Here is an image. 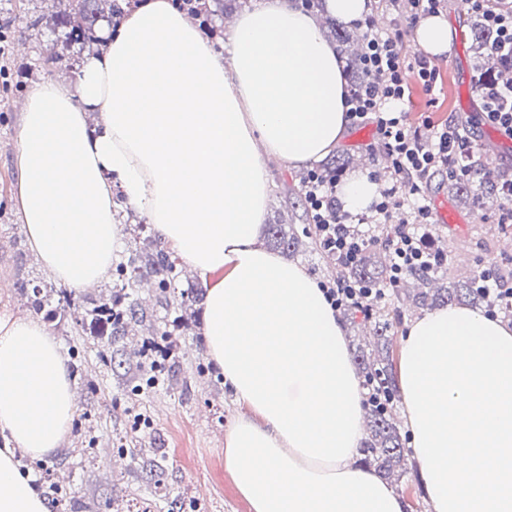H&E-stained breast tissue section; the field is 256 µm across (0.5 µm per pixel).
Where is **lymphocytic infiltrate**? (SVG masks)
<instances>
[{
	"label": "lymphocytic infiltrate",
	"mask_w": 512,
	"mask_h": 512,
	"mask_svg": "<svg viewBox=\"0 0 512 512\" xmlns=\"http://www.w3.org/2000/svg\"><path fill=\"white\" fill-rule=\"evenodd\" d=\"M467 4L494 35L491 62L511 67L512 0H467ZM360 63L366 80L350 94L349 119L355 126L373 125L385 149L383 175L392 184L372 201L369 211L374 223L400 225L388 243L389 279L395 284L409 270L429 266L435 256L429 207L416 206L405 219H398L405 197L420 194L423 183L438 172L452 180L469 176L474 155L469 137L461 135L456 122L429 123L422 129L410 124L404 104L412 84L434 93L439 72L427 58L409 56L403 34L368 36ZM481 97L482 119L512 139V83L486 80ZM341 177L338 171L310 170L304 178V203L320 246L348 264L358 260L373 237L342 211L336 197Z\"/></svg>",
	"instance_id": "1"
}]
</instances>
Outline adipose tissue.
Masks as SVG:
<instances>
[{"instance_id": "1", "label": "adipose tissue", "mask_w": 512, "mask_h": 512, "mask_svg": "<svg viewBox=\"0 0 512 512\" xmlns=\"http://www.w3.org/2000/svg\"><path fill=\"white\" fill-rule=\"evenodd\" d=\"M443 15L414 43L447 52ZM336 48L296 0H253L215 47L171 0H142L76 82L23 100L12 198L41 264L69 290L106 278L119 213L146 217L208 278L206 353L240 408L224 464L252 512H403L356 463L360 382L345 328L304 268L262 248L267 167H303L348 125ZM379 192L356 173L336 196L366 211ZM398 382L433 512H512V324L466 306L410 320ZM78 413L67 360L45 322L0 316V512H51L22 456L61 448Z\"/></svg>"}]
</instances>
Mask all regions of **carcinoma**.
Listing matches in <instances>:
<instances>
[{"mask_svg": "<svg viewBox=\"0 0 512 512\" xmlns=\"http://www.w3.org/2000/svg\"><path fill=\"white\" fill-rule=\"evenodd\" d=\"M55 24L53 31L60 36L62 49L73 52L75 47H83L96 41L95 33L101 20L120 21L124 7L118 0H51ZM179 8L194 19L212 17L224 13V0H176ZM473 47L480 54L492 42V35L480 19L472 25ZM460 190L477 203L485 199L501 197L497 186V176L490 168L474 166L470 176L457 182ZM393 234V229L382 228L378 231L380 242L367 246L358 261L351 266L334 262L336 277L348 279L368 287L385 289V296L399 301L412 300L416 307L424 309L436 304L468 303L493 308L505 318L512 319V267L493 263L491 273L499 281L500 287L509 289V293L499 296H486L478 291L481 283L477 280L480 270L469 273L462 280L456 278L455 261L435 264L429 269H417L407 274L402 283L387 287L388 264L382 259L384 244ZM268 239L273 246L291 250L298 247L300 239L293 229L282 224L268 225ZM180 275L177 263L170 258V252L158 249L155 253L139 260L133 256L117 264L114 276L117 290L109 295H100L95 299L59 290L52 284L36 285L29 297L30 307L48 322L59 324L71 322L78 335L97 337L101 343L100 357L116 343L130 334L134 327L147 320L145 310L139 300L134 298V288L143 280L154 283L158 306L165 312H177L188 301L197 302L203 296L202 288L193 284L186 289H178L176 282ZM448 281V287L441 288L439 283ZM344 317L352 323L373 326L377 337L375 348L365 349L357 346L355 361L358 365L362 386L365 390L364 410L367 418L366 436L360 448V463L374 466L387 479L399 482L408 468L406 438L394 422L398 398V387L393 359L390 354V336L392 323L383 318L381 308H349L343 311ZM177 362L165 361L161 366L150 362H140L141 384L136 392L150 393L159 387H171V381L177 371Z\"/></svg>", "mask_w": 512, "mask_h": 512, "instance_id": "obj_1", "label": "carcinoma"}]
</instances>
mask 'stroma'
<instances>
[{"label": "stroma", "mask_w": 512, "mask_h": 512, "mask_svg": "<svg viewBox=\"0 0 512 512\" xmlns=\"http://www.w3.org/2000/svg\"><path fill=\"white\" fill-rule=\"evenodd\" d=\"M30 13L47 11L46 0H0V26L9 25L8 54H0V287L6 295L1 308L27 312L28 298L19 290L21 278L37 273L41 281L49 274L39 269L26 240L15 209L5 201L15 191L14 155L16 129L20 123V96L7 93V85L33 86L46 79L70 78L69 60L54 61L57 51L51 27H27L25 22H9L15 6ZM450 26L461 33V43L451 44L448 52L436 58L441 82L433 95L421 90L413 92L410 118L419 123L431 119L437 123L452 117H468L473 143H481L493 129L481 118L482 101L474 90L477 74L484 61L472 48L470 28L474 15L460 0H448L443 11ZM380 143L373 126L349 127L337 151L346 161V174L379 169ZM271 197L268 219L283 216L286 223L302 229L309 218L299 195L302 172L275 163L269 169ZM429 205H446L461 216L458 224L434 223L436 240L451 252L459 274H467L483 262L494 259L512 262V252L502 250L507 234L494 230L498 217L495 201L477 207L471 198L458 195L447 177L435 176L425 193ZM202 306L194 304L183 316L172 341L180 362V374L189 378V389L174 387L160 390L145 398L140 409L151 420L150 427L140 429L141 464L125 463L121 469L108 471L107 461L114 457L117 440L129 433L132 412L128 390L135 363L114 354L113 365H104L94 348L86 347L84 337L71 330L70 324L54 329L64 352L71 354L85 347L82 369L76 374L79 413L67 447L54 456L44 458L42 468L33 470L39 488L48 480L66 482L73 491L70 499L53 502V512H170L172 501L194 505L196 512H250L245 500L233 488L224 468V431L234 410L224 386L212 376L195 378L197 365L207 357L200 336ZM154 463L163 485L151 489L142 463Z\"/></svg>", "instance_id": "stroma-1"}]
</instances>
